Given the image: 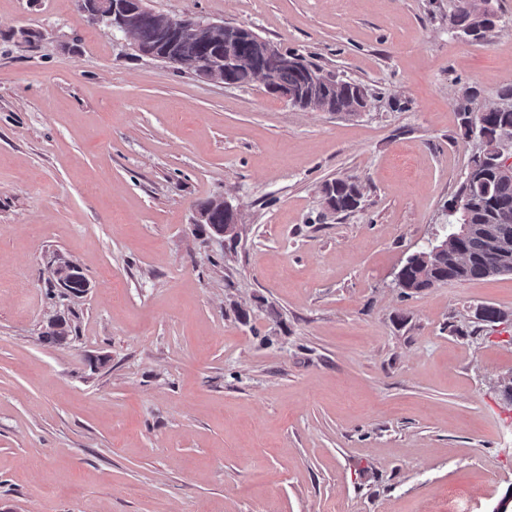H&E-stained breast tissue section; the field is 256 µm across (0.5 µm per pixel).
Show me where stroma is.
<instances>
[{
	"mask_svg": "<svg viewBox=\"0 0 512 512\" xmlns=\"http://www.w3.org/2000/svg\"><path fill=\"white\" fill-rule=\"evenodd\" d=\"M146 3L249 27L366 110L135 56L75 0H0V512H489L512 487V275H396L478 145L465 89L512 86V0L478 42L453 0ZM343 176L362 205L327 213ZM209 198L235 241L198 226ZM58 257L90 282L67 345L40 338ZM362 91L366 96V90L361 84L338 76L329 75L328 82L323 86L321 93L324 97L327 95L331 97L332 100L329 105L331 110L335 112H347L353 100H355ZM320 194L322 204L324 203L326 209L334 214L353 212L360 208L362 203L359 183L348 176L344 179L338 177L325 181L320 187Z\"/></svg>",
	"mask_w": 512,
	"mask_h": 512,
	"instance_id": "stroma-1",
	"label": "stroma"
}]
</instances>
